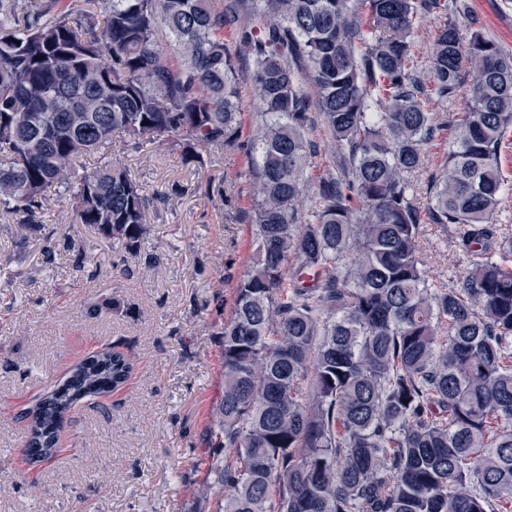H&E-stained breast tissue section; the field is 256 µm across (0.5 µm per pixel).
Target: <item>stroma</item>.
<instances>
[{
	"mask_svg": "<svg viewBox=\"0 0 512 512\" xmlns=\"http://www.w3.org/2000/svg\"><path fill=\"white\" fill-rule=\"evenodd\" d=\"M469 16H422L412 58L431 84L435 32L454 19L512 51V0H468ZM242 147L202 148L186 163L168 143L136 145L117 135L120 157L147 194V233L136 255L72 221L69 195L54 194L44 222L27 228L0 208V512H197L213 482L212 415L224 394L218 331L255 249L248 149L257 104L241 76ZM469 99L430 96L440 130L413 177L418 207L448 160L456 119ZM309 183L338 173L342 152L321 122L307 132ZM451 224L422 221L419 248L431 283L457 285L464 271ZM113 347L131 380L81 404L65 421L61 450L31 463L25 411L89 352Z\"/></svg>",
	"mask_w": 512,
	"mask_h": 512,
	"instance_id": "1",
	"label": "stroma"
}]
</instances>
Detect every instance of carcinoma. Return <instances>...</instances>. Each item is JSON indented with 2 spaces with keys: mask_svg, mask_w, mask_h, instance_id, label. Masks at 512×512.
I'll return each instance as SVG.
<instances>
[{
  "mask_svg": "<svg viewBox=\"0 0 512 512\" xmlns=\"http://www.w3.org/2000/svg\"><path fill=\"white\" fill-rule=\"evenodd\" d=\"M50 0L0 4V204L40 224L46 195H73L74 223L134 254L147 196L112 151L115 132L240 146L241 60L260 120L250 148L256 252L221 327L224 398L213 414L215 512H494L512 504V231L492 219L506 190L512 53L448 21L433 91L469 77L467 111L427 215L464 226L455 287L429 283L410 176L439 127L413 70V25L441 0ZM240 23L236 44L224 26ZM316 108L347 152L300 219ZM120 351L84 357L41 396L27 451L58 450L77 403L128 381Z\"/></svg>",
  "mask_w": 512,
  "mask_h": 512,
  "instance_id": "1",
  "label": "carcinoma"
}]
</instances>
